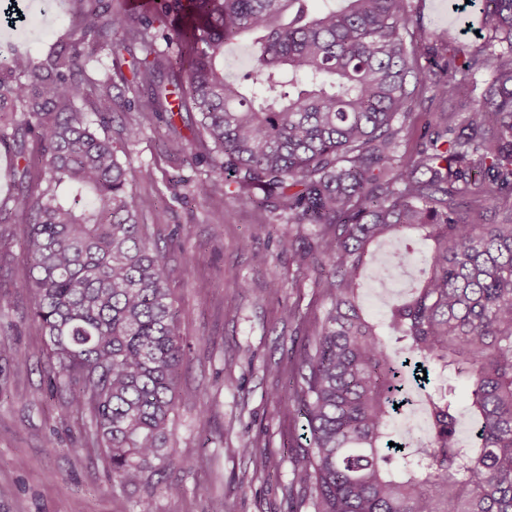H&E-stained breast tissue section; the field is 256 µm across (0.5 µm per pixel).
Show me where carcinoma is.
<instances>
[{
  "mask_svg": "<svg viewBox=\"0 0 512 512\" xmlns=\"http://www.w3.org/2000/svg\"><path fill=\"white\" fill-rule=\"evenodd\" d=\"M78 27L108 51L113 75L87 100L88 59L74 48L36 64L0 52V145L13 148L12 206L26 225L27 276L15 284L44 340V391L85 417L112 485L142 484L185 461L170 429L190 346L179 335L169 272L129 200L132 161L94 125L113 122L114 78L132 91L136 141L160 112L200 115L201 145L166 137L211 175L187 195L224 196L313 232L300 259L330 300L290 372L288 400L308 447L293 486L313 512H512V0H482L483 41L421 53L409 0H101ZM184 20L153 31L155 14ZM253 48L242 81L228 45ZM430 56L428 64L421 59ZM471 84L477 107H448ZM178 72L167 85L158 74ZM422 91L442 104L408 157L399 153ZM89 101L97 121L78 103ZM418 232L432 242L411 292L367 318L359 281L371 249ZM404 244L389 271L415 262ZM19 366L29 354L0 339ZM444 376L466 383L460 397ZM420 389L424 437L397 422ZM471 437H461L464 415Z\"/></svg>",
  "mask_w": 512,
  "mask_h": 512,
  "instance_id": "cac0c4a2",
  "label": "carcinoma"
}]
</instances>
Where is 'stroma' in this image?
Wrapping results in <instances>:
<instances>
[{"label": "stroma", "mask_w": 512, "mask_h": 512, "mask_svg": "<svg viewBox=\"0 0 512 512\" xmlns=\"http://www.w3.org/2000/svg\"><path fill=\"white\" fill-rule=\"evenodd\" d=\"M455 3L412 0L409 27L420 47L476 43L475 32L459 23ZM79 9V0H58L44 27L18 42L19 52L41 63L57 47L72 46L88 56V76L102 78L111 60L82 38ZM198 119L194 112L161 113L127 147L134 166L130 199L167 265L178 332L192 346L180 381L202 395L195 405H180L174 417V448L186 465L166 470L162 481L179 486V493L148 484L112 486L87 422L64 416L59 402L35 403L43 388V340L19 293L0 316V328L32 359L20 369L0 356V512H59L64 504L71 512H116L122 499L130 512H212L217 504L224 512H312L288 492L306 441L286 386L290 359L329 304L312 270L280 247L283 236L305 238L310 230L217 196L181 202L187 185L209 171L169 155L162 141L173 128L190 137ZM144 169L151 178H141ZM3 232L10 235L8 249H0V286L6 288L25 271V226L14 217L0 224ZM274 277L285 285L278 295L268 290ZM288 307L298 311L289 321L283 317ZM204 434L211 439L209 458L198 468ZM246 444L254 456L273 457L276 469H257L254 456L241 453Z\"/></svg>", "instance_id": "35a3bbf8"}]
</instances>
